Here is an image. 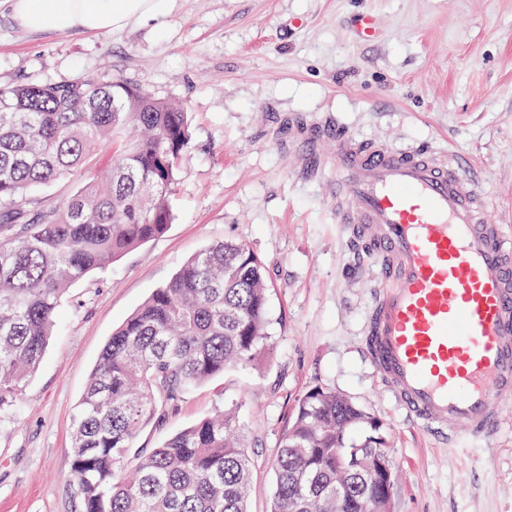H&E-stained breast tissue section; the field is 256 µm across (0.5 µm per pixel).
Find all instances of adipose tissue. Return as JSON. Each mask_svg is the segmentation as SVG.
Returning <instances> with one entry per match:
<instances>
[{
    "instance_id": "obj_1",
    "label": "adipose tissue",
    "mask_w": 512,
    "mask_h": 512,
    "mask_svg": "<svg viewBox=\"0 0 512 512\" xmlns=\"http://www.w3.org/2000/svg\"><path fill=\"white\" fill-rule=\"evenodd\" d=\"M15 20L33 32L118 30L133 20L159 21L170 0H10Z\"/></svg>"
}]
</instances>
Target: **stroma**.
Masks as SVG:
<instances>
[{
    "label": "stroma",
    "mask_w": 512,
    "mask_h": 512,
    "mask_svg": "<svg viewBox=\"0 0 512 512\" xmlns=\"http://www.w3.org/2000/svg\"><path fill=\"white\" fill-rule=\"evenodd\" d=\"M379 35L361 41L356 20ZM121 79L185 104L167 232L74 284L42 360L0 423V512H81L71 432L112 332L205 246L240 241L270 284L271 361L188 391L134 446L156 448L237 407L253 460L249 510L268 512L277 441L309 389L383 423L392 512H512V410L491 438L451 444L415 428L365 352L375 259L347 241L332 171L304 172L288 121L339 120L394 149L425 146L480 167L489 217L512 236V0H172L161 23L34 33L0 0V83Z\"/></svg>",
    "instance_id": "1"
}]
</instances>
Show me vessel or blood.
<instances>
[{
	"mask_svg": "<svg viewBox=\"0 0 512 512\" xmlns=\"http://www.w3.org/2000/svg\"><path fill=\"white\" fill-rule=\"evenodd\" d=\"M308 160L332 145L336 221L380 261L366 351L406 418L483 439L512 404V239L458 160L342 126L289 123Z\"/></svg>",
	"mask_w": 512,
	"mask_h": 512,
	"instance_id": "1",
	"label": "vessel or blood"
}]
</instances>
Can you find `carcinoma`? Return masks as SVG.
Wrapping results in <instances>:
<instances>
[{
  "label": "carcinoma",
  "instance_id": "carcinoma-1",
  "mask_svg": "<svg viewBox=\"0 0 512 512\" xmlns=\"http://www.w3.org/2000/svg\"><path fill=\"white\" fill-rule=\"evenodd\" d=\"M192 142L184 106L140 85L85 75L0 84V416L39 365L68 289L163 235ZM109 149V170L51 204L40 190ZM269 287L258 256L218 241L192 256L112 334L73 420L83 512H248L251 460L236 408L139 457L142 426L184 394L273 352ZM383 424L332 390L295 404L274 458L270 512H367L371 453Z\"/></svg>",
  "mask_w": 512,
  "mask_h": 512
}]
</instances>
